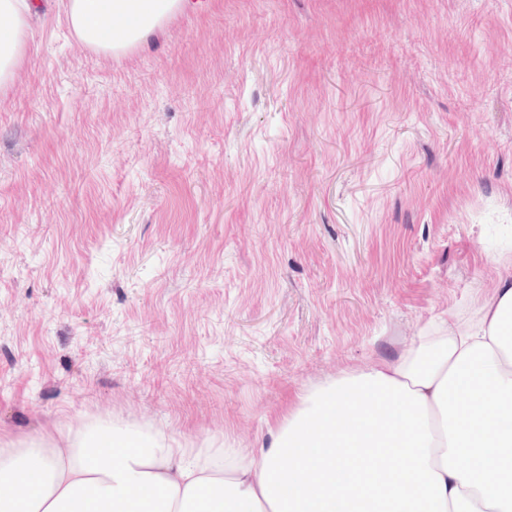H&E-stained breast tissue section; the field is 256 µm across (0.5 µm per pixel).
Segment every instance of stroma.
<instances>
[{"label": "stroma", "mask_w": 512, "mask_h": 512, "mask_svg": "<svg viewBox=\"0 0 512 512\" xmlns=\"http://www.w3.org/2000/svg\"><path fill=\"white\" fill-rule=\"evenodd\" d=\"M0 94V444H251L512 271V0H201Z\"/></svg>", "instance_id": "1"}]
</instances>
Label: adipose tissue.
<instances>
[{
	"label": "adipose tissue",
	"mask_w": 512,
	"mask_h": 512,
	"mask_svg": "<svg viewBox=\"0 0 512 512\" xmlns=\"http://www.w3.org/2000/svg\"><path fill=\"white\" fill-rule=\"evenodd\" d=\"M192 6L68 0V17L112 55ZM29 12L0 0V93L27 55ZM0 512H512V275L476 323L423 330L396 359L305 390L254 446L183 448L97 420L1 447Z\"/></svg>",
	"instance_id": "ef3b65f1"
}]
</instances>
